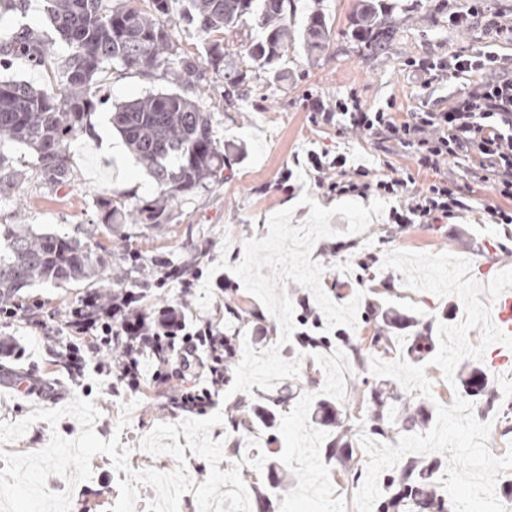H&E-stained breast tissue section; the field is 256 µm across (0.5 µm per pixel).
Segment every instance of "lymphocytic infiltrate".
<instances>
[{
  "label": "lymphocytic infiltrate",
  "mask_w": 512,
  "mask_h": 512,
  "mask_svg": "<svg viewBox=\"0 0 512 512\" xmlns=\"http://www.w3.org/2000/svg\"><path fill=\"white\" fill-rule=\"evenodd\" d=\"M449 20L464 27L482 21L493 40H512V20L489 12L485 0H467L464 9ZM419 69L428 73L472 77L467 88L447 99L445 106L418 107L397 117L391 108L363 106L355 93L327 104L315 98L309 103L313 125H337L391 146L410 151L417 170L434 178L413 189L412 178L378 175L365 166L348 165L343 155L308 153L307 164L315 185L330 196L391 200L388 223L438 224L455 216L461 202L452 178L443 170L449 161L465 162L473 178L491 181L499 200L488 216L494 224H512V67L494 49L457 52L430 57ZM199 278L197 269L172 267L154 279V287L167 280L179 281L181 295L157 309L144 307L142 288H101L85 294L66 310L61 325L71 340L60 359L75 377L86 371L108 377L110 386L139 391L143 383L160 388L171 379L193 378L191 386L173 391L171 409L205 412L224 387V369L232 352L224 346L223 333L193 315L190 297ZM153 372H145V364Z\"/></svg>",
  "instance_id": "obj_1"
}]
</instances>
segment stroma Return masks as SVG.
<instances>
[{
  "instance_id": "1",
  "label": "stroma",
  "mask_w": 512,
  "mask_h": 512,
  "mask_svg": "<svg viewBox=\"0 0 512 512\" xmlns=\"http://www.w3.org/2000/svg\"><path fill=\"white\" fill-rule=\"evenodd\" d=\"M393 3L387 17V43L368 52L351 36L357 0H290L287 22L292 30L301 29L316 4L331 18L330 47L324 54L306 58L300 43H292L283 59L287 71L284 82L273 85L256 75L249 78L240 95L229 99L216 82L207 81L192 89V97L212 108L215 135L225 145L224 178L178 205L170 223L122 225L112 236L113 265L123 266L128 276L140 283L153 274L150 260L155 256L186 261L206 272L220 259H227L229 267L222 272L224 285L213 288L207 316L216 330L247 338L255 351L276 345L280 336L277 320L246 291L232 267L243 257L245 240L267 236V220L272 214L292 209L291 223L295 226L306 219L310 208L300 205L302 195H310L323 207L334 206V199L315 187L306 167L307 154L342 153L380 175L391 170L401 177L413 175L420 186L431 179L430 174L417 170L407 152L390 154L367 137L340 132L333 126H313L306 96L312 94L332 103L353 91L365 106L382 107L391 101L402 113L455 95L467 85L462 78L446 74L433 77L417 71L415 60L462 50L475 52L484 49L489 40L480 23L459 28L449 24V14L463 9L465 0ZM25 27L39 33L56 56L67 55L65 44L43 11L42 0H0V49L9 46ZM102 86L106 102L86 117V130L71 145L66 185L48 187L27 150L8 143L0 146V152L22 173L17 188L0 194V224H29L77 237L83 228L95 223L98 196L121 194L131 201L152 197L155 183L149 170L131 158L117 164L100 142L113 131L114 105L150 91L169 89L168 79L161 74L148 77L133 70H110ZM448 174L462 202L448 223L412 224L401 231L376 216L365 232L348 234L344 217L334 215L330 220L334 236L321 239V251L312 252L311 258L325 268L321 283L332 301L344 304L358 299L356 327L318 328V335L327 338V346L306 350L301 359L281 348L283 359L300 360V372L297 377L276 382L271 390L256 386L246 397L238 392L227 398L215 395L213 408L224 416L223 424L211 430L212 440L224 442L220 471H227L229 464L242 458H254L256 452L268 453L271 471L243 465L241 476L248 490L274 489L279 498L277 512H330L336 502L344 512H355L352 469L325 455L327 443L341 435L359 465L367 463L360 436L366 433L372 416L371 403L363 399L372 372L353 361L350 343H361L365 359L392 362L407 357L413 337L436 336L438 323H458L464 313L457 297L441 298L408 288L403 274L383 268L386 254L405 250L469 259L470 275L481 286L480 299L486 305L493 302L504 283L502 266L512 263V228L488 223L486 209L496 199L488 187L470 178L464 166L449 164ZM90 289L87 283L64 288L37 286L24 289L19 298L29 305L33 317L43 319L51 312L63 315ZM231 300L243 307L242 315L223 314L225 302ZM380 329L391 338L384 351L368 341ZM4 333L15 339L25 355L19 360L0 359V422L21 420L39 408H61L78 396L98 407V436L105 440L119 437L121 444L130 447L131 469L170 472L177 468L173 456H154L139 447L156 425L177 421L164 406L162 390L149 385L137 393L122 388L112 391L105 377L91 371L71 379L56 363V352L66 344V336L48 345L34 329L19 322L5 328ZM340 358L349 362V377L336 371ZM477 372L484 375L486 385H472ZM425 373L432 395L426 398L416 390L404 392L411 411L421 410L432 417L437 404L461 398L473 404L479 421L490 423L489 451L502 456L512 450V429L506 428L503 419L504 411H512V369H493L486 360L467 358L457 365L453 380H446L442 370L433 365ZM279 394L284 402L273 407L271 424H258L253 436L231 426L230 418L239 402L264 406L269 396ZM129 401L135 407L129 424L123 427L119 424L122 405ZM79 432L78 421L70 416L53 427L38 421L5 450L35 453L48 444L52 434L72 439ZM253 439L258 442L254 448L249 445ZM91 466V478L72 488L71 512H111L119 499V484L128 478L126 472L116 471L105 455L94 456Z\"/></svg>"
}]
</instances>
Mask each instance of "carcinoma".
Instances as JSON below:
<instances>
[{"mask_svg":"<svg viewBox=\"0 0 512 512\" xmlns=\"http://www.w3.org/2000/svg\"><path fill=\"white\" fill-rule=\"evenodd\" d=\"M44 12L66 42L69 52L54 56L40 37L22 29L0 68L9 69L8 56L53 74L56 84L35 88L13 78L0 77V142L24 146L52 187L69 181V145L83 130L84 116L100 101V74L108 69L135 70L147 76L161 73L171 82L193 86L209 78L236 89L247 78L230 50L234 36L255 21L261 35L249 42L246 55L252 67L272 84L286 77L281 60L294 35L286 16L289 0H43ZM352 36L360 43L378 45L387 37V0H359ZM182 26L202 37L201 55L182 48ZM331 27L317 8L307 17L299 40L308 57L329 46ZM112 126L130 146L134 159L147 167L155 182L154 196L128 206L125 197H100L97 223L88 237L112 239L114 225L130 218L134 224H168L174 206L221 180L224 146L215 138L209 109L182 91H157L114 106ZM112 250L96 242L55 232L0 225V300L16 299L24 288L112 279ZM271 409L232 420L247 431L253 419L263 422ZM404 407L376 402L371 430L386 437L402 428L407 432ZM325 455L348 461V442L338 437ZM437 466L400 467L378 512H448V501L431 488Z\"/></svg>","mask_w":512,"mask_h":512,"instance_id":"carcinoma-1","label":"carcinoma"}]
</instances>
